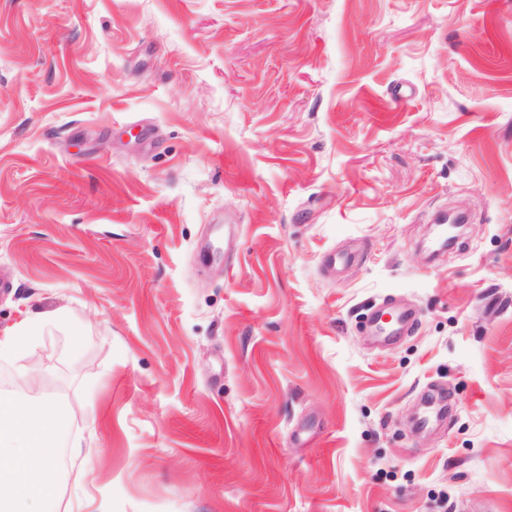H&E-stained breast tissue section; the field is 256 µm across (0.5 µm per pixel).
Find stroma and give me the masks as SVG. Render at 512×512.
Segmentation results:
<instances>
[{"instance_id": "stroma-1", "label": "stroma", "mask_w": 512, "mask_h": 512, "mask_svg": "<svg viewBox=\"0 0 512 512\" xmlns=\"http://www.w3.org/2000/svg\"><path fill=\"white\" fill-rule=\"evenodd\" d=\"M1 270L62 502L512 512V0H0ZM52 319V314L37 313L15 325L9 333L0 336V357L23 354L37 342L42 327Z\"/></svg>"}]
</instances>
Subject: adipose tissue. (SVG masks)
Listing matches in <instances>:
<instances>
[{
	"label": "adipose tissue",
	"mask_w": 512,
	"mask_h": 512,
	"mask_svg": "<svg viewBox=\"0 0 512 512\" xmlns=\"http://www.w3.org/2000/svg\"><path fill=\"white\" fill-rule=\"evenodd\" d=\"M49 319L35 314L0 336V357L23 354ZM75 413L52 400L34 405L22 396L0 395V512H55L61 473L50 426Z\"/></svg>",
	"instance_id": "1"
}]
</instances>
